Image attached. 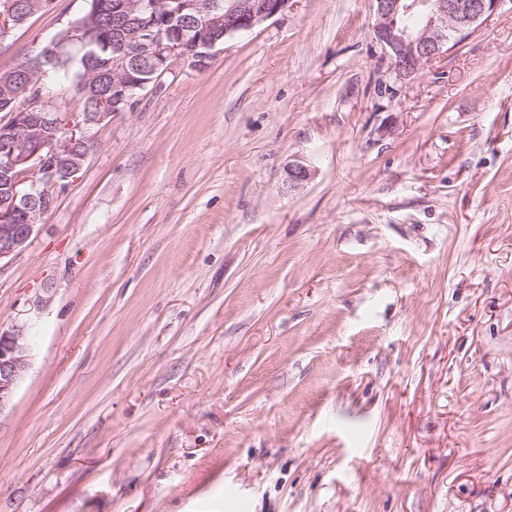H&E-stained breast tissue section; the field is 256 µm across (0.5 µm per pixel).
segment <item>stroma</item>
<instances>
[{"label":"stroma","mask_w":512,"mask_h":512,"mask_svg":"<svg viewBox=\"0 0 512 512\" xmlns=\"http://www.w3.org/2000/svg\"><path fill=\"white\" fill-rule=\"evenodd\" d=\"M374 19L289 0L95 127L0 260V512H512V0L407 79ZM30 321L17 323L7 330L0 327V412L6 408L28 366Z\"/></svg>","instance_id":"1"}]
</instances>
